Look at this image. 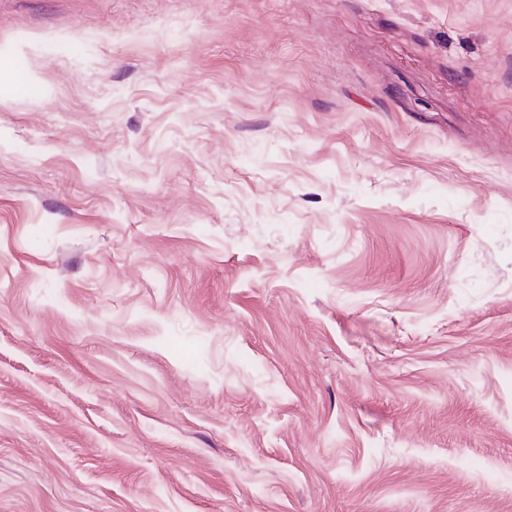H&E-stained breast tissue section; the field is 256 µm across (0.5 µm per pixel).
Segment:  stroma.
Listing matches in <instances>:
<instances>
[{"label": "stroma", "mask_w": 512, "mask_h": 512, "mask_svg": "<svg viewBox=\"0 0 512 512\" xmlns=\"http://www.w3.org/2000/svg\"><path fill=\"white\" fill-rule=\"evenodd\" d=\"M0 512H512V0H0Z\"/></svg>", "instance_id": "stroma-1"}]
</instances>
